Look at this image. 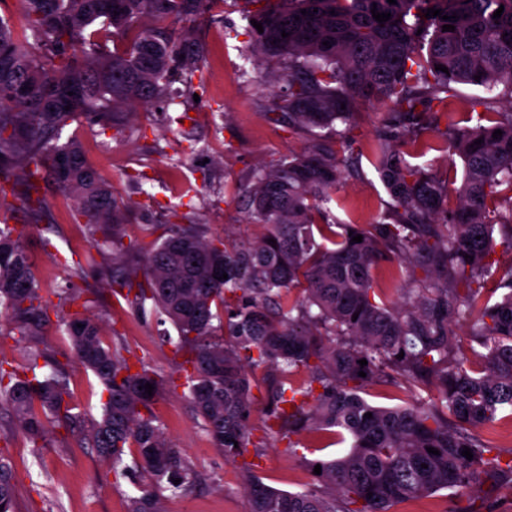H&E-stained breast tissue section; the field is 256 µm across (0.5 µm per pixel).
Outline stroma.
<instances>
[{
	"label": "stroma",
	"mask_w": 512,
	"mask_h": 512,
	"mask_svg": "<svg viewBox=\"0 0 512 512\" xmlns=\"http://www.w3.org/2000/svg\"><path fill=\"white\" fill-rule=\"evenodd\" d=\"M251 0H213L209 10L181 31L203 45L202 99L183 105L173 100L166 114L141 109L126 130L99 134L85 121L67 126L63 139L78 141L86 159L108 178L117 197L136 212L126 225V240L139 239L141 224H201L208 238L226 244L252 243L266 232L248 218L247 190L254 169L301 152L310 135L269 113L273 98L284 91L276 63L251 54L247 48L244 16ZM387 108L381 103L359 105L351 119L354 149L342 153L352 171L332 194L329 208L347 224H372L385 211L390 197L371 163L373 147L383 129ZM446 127L438 125L421 138L415 161L426 170L444 174L461 171L462 162L449 155ZM48 221L31 228L22 244L35 263V273L45 300L59 290L98 291L92 310L104 345L122 341L144 357L177 388L163 391L153 406L166 436L204 474L194 493L166 497V512H250L241 471L251 467L262 480L287 491L313 487L315 477L305 465L311 457L314 433L298 435L296 452L264 433L267 398L264 389H253L250 418L253 441L262 445L258 456L225 460L211 437L196 420L185 398V374L174 369L172 345L159 339L154 318L142 316L122 297L113 294L105 268L112 265V249L95 246L83 219L77 218L73 198L55 182L44 189ZM102 254L103 272L87 278L72 276L77 262L92 249ZM416 260L402 265L383 263L375 273L376 286L392 301L410 280L425 278ZM36 344L0 335V362L24 365L32 348L45 350L64 363L70 378L71 403L77 410L99 417L106 395L95 376L70 353L63 317L48 310ZM0 456L12 466L17 512H126V500L136 489L129 479L115 476L110 461L101 459L78 438L60 427H50L47 439L33 447L11 412L0 411ZM498 501L503 512H512V490L489 485L466 493L440 490L418 498L431 512H485L487 501Z\"/></svg>",
	"instance_id": "35a3bbf8"
}]
</instances>
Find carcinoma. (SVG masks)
Listing matches in <instances>:
<instances>
[{
  "mask_svg": "<svg viewBox=\"0 0 512 512\" xmlns=\"http://www.w3.org/2000/svg\"><path fill=\"white\" fill-rule=\"evenodd\" d=\"M21 2L23 37L0 16V194L18 196L25 214L20 230L0 220V306L10 332L34 340L47 314L21 237L43 222L42 189L51 177L73 194L90 236L102 234L133 259L144 254L143 279L119 270L112 284L138 313L149 307L176 329L177 368L190 370L187 399L225 459L252 444L258 374L267 416L278 422L275 435L288 440L287 450L306 430L348 443L333 457L308 461L321 465L318 489L278 490L246 472L250 512H391L442 489L512 486V451L491 454L477 433L512 409V276L499 283L498 299L486 291L494 226L505 210L512 219V0H249L260 7L245 19L263 32L247 25L248 47L277 62L288 82L269 111L311 139L304 151L252 173L249 217L267 233L232 248L206 239L199 224H144L149 242L124 245L132 210L76 141L60 142L78 118L122 132L134 110L170 100L178 77H187L188 98L202 94L192 77L203 47L172 24L201 15L209 0ZM501 6V17H493ZM373 8L391 13L390 20L376 21ZM429 8L442 15L424 17ZM102 31L124 49L108 50ZM460 85L479 94L470 99L476 124L447 129L448 150L463 164L458 181L426 173L400 145L419 140ZM504 99L509 108L501 111ZM361 102L388 106L372 164L391 202L374 224H343L323 203L344 176L338 153L353 151L350 121ZM336 123L342 128L332 145L319 131ZM496 130L502 136L493 137ZM356 235L362 242H352ZM416 252L425 253L432 278L412 281L400 302L386 301L373 270L383 259L400 263ZM76 299L61 290L54 308L65 314L74 357L107 392L101 417L73 411L65 367L41 351L28 357L30 377L0 364V406L33 445L51 419L112 461L115 476L137 475L139 494L128 498L127 512H164V493L186 496L203 474L152 412L164 380L144 359L130 362V349L104 347L95 320L70 312ZM460 322L468 327L465 343L455 332ZM40 359L48 370L38 373ZM302 371L307 378L297 385L292 378ZM373 384L425 396L410 406L376 405L362 396ZM128 448L135 449L130 466ZM0 506L16 512L11 465L2 458Z\"/></svg>",
  "mask_w": 512,
  "mask_h": 512,
  "instance_id": "obj_1",
  "label": "carcinoma"
}]
</instances>
